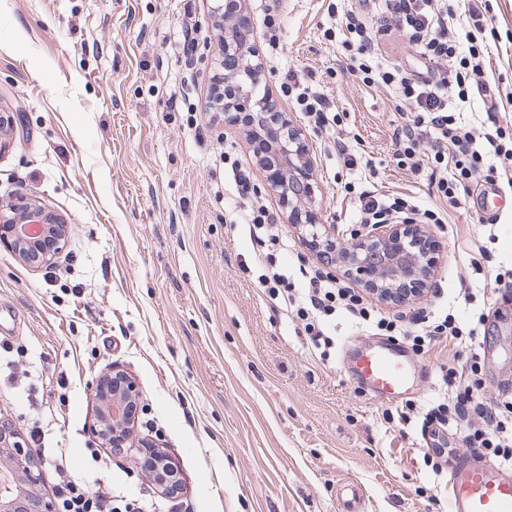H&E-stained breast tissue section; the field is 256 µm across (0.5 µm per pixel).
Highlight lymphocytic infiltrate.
Instances as JSON below:
<instances>
[{
  "label": "lymphocytic infiltrate",
  "instance_id": "lymphocytic-infiltrate-1",
  "mask_svg": "<svg viewBox=\"0 0 512 512\" xmlns=\"http://www.w3.org/2000/svg\"><path fill=\"white\" fill-rule=\"evenodd\" d=\"M343 23L349 34L343 42L347 71L359 76L363 83L393 88L411 104L410 115L394 131L396 160L415 170L419 167V150H427L434 194L449 203H458L460 190L483 171L487 162L512 158V148H506L500 140L499 126L478 130L463 124L460 117L470 99L471 79L483 67L479 43L483 20L478 10L471 8L460 16L448 0H378L372 17L349 12ZM387 32L399 33L415 48L424 67L422 73L412 74L377 61L375 41ZM281 90L295 100L308 121L318 126L328 123L329 101L301 83L294 73L286 74ZM230 167L236 196L247 203L240 214L241 223L250 237L272 246L271 252L258 260L263 269L259 282L278 307L295 314L315 348H332L334 340L328 334V321L339 310L365 328L374 325L391 333L407 324L417 327L431 341L445 338L460 344L476 336V329L464 328L452 312L437 318L421 312L407 317L400 313L376 315L354 289L337 286L333 279L318 274L310 277L307 287L291 286L278 265V255L287 250L288 239L278 230L277 216L254 198L252 170L236 161ZM356 210L363 224L441 221L437 212L421 208L407 198L380 197L367 190L358 194ZM477 371L473 363L458 370L449 369L444 377L448 391L442 399L429 404L425 418L441 428L451 423L465 427L463 440L467 447L484 451L500 464L512 467V398L490 401L480 395L477 384L470 381ZM54 498L59 512H143L132 502L115 507L111 488L93 490L70 478L56 483Z\"/></svg>",
  "mask_w": 512,
  "mask_h": 512
}]
</instances>
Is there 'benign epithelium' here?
<instances>
[{"label":"benign epithelium","instance_id":"1","mask_svg":"<svg viewBox=\"0 0 512 512\" xmlns=\"http://www.w3.org/2000/svg\"><path fill=\"white\" fill-rule=\"evenodd\" d=\"M223 26L219 65L224 73L216 78L224 124L243 126L253 144L256 164L264 184L276 192L287 211V222L310 229L311 245L322 251L336 250V240L318 232L320 223L315 209L316 194L313 164L308 140L296 128L285 111L273 108L256 88L265 77L260 62L253 20L241 10L240 0H226L214 7ZM69 226L43 208L19 197L0 203V248L22 261L40 268L51 263L54 253L43 252L36 260L30 254L40 240L57 237L63 247ZM351 242L343 251L347 275L385 303H398L418 296L425 278L436 264L435 244L421 225L411 221L400 224H360L351 229ZM94 399L98 413L97 435L112 448L137 449L136 460L144 470L165 471L169 482H180L175 460L158 444L135 434L137 402L134 381L126 373L114 370L100 378ZM0 473L13 480L22 478L27 491L0 495V512H56L52 499L36 492L41 465L24 449L19 435L0 423Z\"/></svg>","mask_w":512,"mask_h":512}]
</instances>
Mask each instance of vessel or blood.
I'll return each instance as SVG.
<instances>
[{
  "instance_id": "obj_1",
  "label": "vessel or blood",
  "mask_w": 512,
  "mask_h": 512,
  "mask_svg": "<svg viewBox=\"0 0 512 512\" xmlns=\"http://www.w3.org/2000/svg\"><path fill=\"white\" fill-rule=\"evenodd\" d=\"M347 371L372 398L393 403L408 397L429 368L410 361L388 342L356 350ZM449 512H512V470L476 453L461 455L448 468Z\"/></svg>"
}]
</instances>
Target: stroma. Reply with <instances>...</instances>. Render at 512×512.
I'll return each mask as SVG.
<instances>
[{"mask_svg":"<svg viewBox=\"0 0 512 512\" xmlns=\"http://www.w3.org/2000/svg\"><path fill=\"white\" fill-rule=\"evenodd\" d=\"M215 0H0V111L17 126L0 149V200L23 194L70 226L54 264L34 269L0 250V306L18 327L7 343L30 373L0 376V420L45 451L39 491L51 496L53 459L64 473L155 512H337L344 486L362 512H448L444 479L424 461L420 425L386 422L340 366L370 336L336 318V347L320 358L298 321L259 287L252 259L267 247L239 222L223 153L254 166L249 138L209 108L221 32ZM280 19L279 49L263 54L275 106L308 139L322 233L348 247L355 198L345 183L405 195L439 211V244L423 293L402 304L455 307L483 332L471 348L396 339L431 371L412 398L422 410L442 371L477 359L480 391L512 385V300L482 298L512 282V161L495 162L456 206L431 191L430 162L397 166L393 131L408 104L391 88L343 71L341 18L369 0H246L255 24ZM484 16L482 83L512 140V0H462ZM322 91L337 115L308 123L283 96L286 72ZM181 103L170 109L171 100ZM361 157L344 166L337 142ZM474 301H464L463 289ZM119 367L145 412L138 435H157L181 467L182 488L161 497L135 451L112 453L94 434L93 390Z\"/></svg>","mask_w":512,"mask_h":512,"instance_id":"obj_1","label":"stroma"}]
</instances>
